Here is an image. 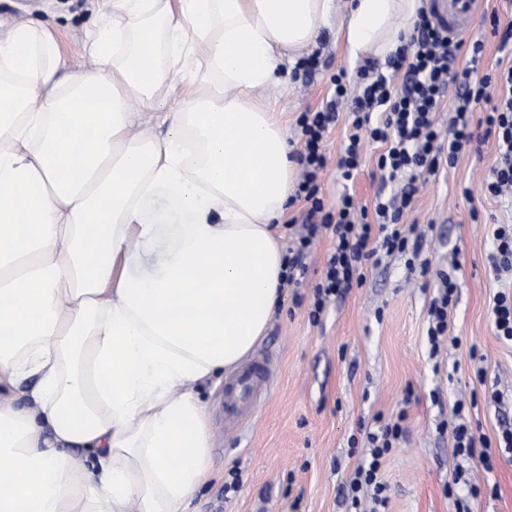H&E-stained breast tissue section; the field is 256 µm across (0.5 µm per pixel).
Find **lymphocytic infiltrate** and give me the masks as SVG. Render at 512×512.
Masks as SVG:
<instances>
[{
    "label": "lymphocytic infiltrate",
    "instance_id": "f902f5d3",
    "mask_svg": "<svg viewBox=\"0 0 512 512\" xmlns=\"http://www.w3.org/2000/svg\"><path fill=\"white\" fill-rule=\"evenodd\" d=\"M483 53L482 41L468 44L450 37L423 10L407 42L385 65L366 62L353 86L346 83L344 74L336 75L334 102L349 110L347 144L336 162L342 179L351 180L360 169L363 140L383 146L376 165L390 193L376 196L373 206L358 204L352 194L345 193L335 207L325 208L317 179L327 164L323 141L336 115L323 111L303 115L297 156L303 179L298 191L309 208L288 248L284 281L301 287L309 248L320 237H331L333 250L313 287L311 321H318L337 295L363 286L366 266L379 264L383 257L400 254L406 256L409 267L428 272L429 262L421 257L422 235L416 225L403 223L402 217L412 208L426 177L454 166L463 151L494 143L498 162L481 191L495 198L512 191V66L469 82ZM449 91L454 94L453 105L446 111L442 105ZM480 104L485 110L477 118L473 112ZM442 111L448 114L444 130L438 119ZM456 288L452 273L440 274L428 309L431 353H438L447 338L448 308ZM406 419L403 412L388 418L376 416V428L367 434L368 452L347 483L349 512H379L386 506L388 487L379 474L385 458L406 433ZM439 430L450 433L458 455L487 471L494 468L493 447L512 450L511 426L503 427L494 440L476 434L461 403L453 409L452 422H440Z\"/></svg>",
    "mask_w": 512,
    "mask_h": 512
}]
</instances>
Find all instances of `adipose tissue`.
Here are the masks:
<instances>
[{
  "label": "adipose tissue",
  "instance_id": "obj_1",
  "mask_svg": "<svg viewBox=\"0 0 512 512\" xmlns=\"http://www.w3.org/2000/svg\"><path fill=\"white\" fill-rule=\"evenodd\" d=\"M107 2L88 67L45 24L0 34V512H190L211 470L196 387L280 301L295 173L265 90L332 16L350 58L384 59L423 6ZM160 233L165 261L138 273Z\"/></svg>",
  "mask_w": 512,
  "mask_h": 512
}]
</instances>
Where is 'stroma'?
I'll use <instances>...</instances> for the list:
<instances>
[{
  "label": "stroma",
  "mask_w": 512,
  "mask_h": 512,
  "mask_svg": "<svg viewBox=\"0 0 512 512\" xmlns=\"http://www.w3.org/2000/svg\"><path fill=\"white\" fill-rule=\"evenodd\" d=\"M103 0H0V24L20 19L51 23L67 66L87 63L84 30ZM512 23V0H479L465 42L485 44L478 72L494 71L502 56L498 39L485 16ZM338 20L321 27L304 60L277 73L279 105L288 114V143L300 149L302 113L325 109L333 94L332 79H357L358 63L350 61L337 36ZM347 117L330 126L324 146L329 162L318 183L325 205L341 190L362 203H372L380 189L375 158L379 143L364 140L361 171L342 182L335 158L342 150ZM497 163L493 144L480 155L466 154L456 165L427 180L404 220L426 229L423 257L428 275L410 270L407 258L392 255L368 268L362 287L333 301L320 323L308 318L306 305L294 302L283 288L282 302L258 346L276 357L271 397L255 420L239 433L225 434L221 402L224 385L209 381L197 388L209 413L213 471L193 503L195 512H347L343 488L364 455L368 442L351 444L360 425L377 414L406 411L407 432L381 468L389 487L385 512H455L454 498L443 487L463 459L440 421L449 419L455 402L470 396L477 405L468 419L474 430L496 437L502 422L512 423V344L494 332L491 307L501 291L512 292V275L496 274L488 259L496 224L512 221V199L484 196L481 183ZM471 196H464L463 187ZM454 270L456 300L448 313V334L459 337L439 360L428 357V308L436 293L437 274ZM484 360V380L472 371L470 348ZM499 391L503 404L488 401ZM238 487L224 489L229 477ZM476 481H489L497 493L472 499L473 512H512V453H497L490 474L475 471Z\"/></svg>",
  "instance_id": "obj_1"
}]
</instances>
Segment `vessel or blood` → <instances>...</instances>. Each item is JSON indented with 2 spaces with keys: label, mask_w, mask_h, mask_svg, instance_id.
<instances>
[{
  "label": "vessel or blood",
  "mask_w": 512,
  "mask_h": 512,
  "mask_svg": "<svg viewBox=\"0 0 512 512\" xmlns=\"http://www.w3.org/2000/svg\"><path fill=\"white\" fill-rule=\"evenodd\" d=\"M440 21L450 34L465 33L475 14L477 0H440ZM274 356L260 351L224 383V430L232 432L251 420L272 387Z\"/></svg>",
  "instance_id": "vessel-or-blood-1"
}]
</instances>
